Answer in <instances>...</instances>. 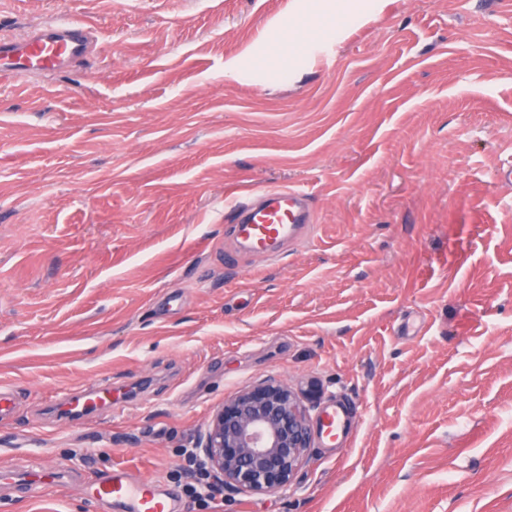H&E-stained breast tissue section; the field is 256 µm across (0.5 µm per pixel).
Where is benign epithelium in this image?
I'll return each mask as SVG.
<instances>
[{"instance_id": "obj_1", "label": "benign epithelium", "mask_w": 512, "mask_h": 512, "mask_svg": "<svg viewBox=\"0 0 512 512\" xmlns=\"http://www.w3.org/2000/svg\"><path fill=\"white\" fill-rule=\"evenodd\" d=\"M311 447L307 407L275 379L241 390L214 409L198 445L213 484L246 494L291 485Z\"/></svg>"}]
</instances>
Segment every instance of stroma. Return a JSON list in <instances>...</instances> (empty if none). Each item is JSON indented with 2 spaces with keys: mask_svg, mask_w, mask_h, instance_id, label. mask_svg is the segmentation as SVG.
<instances>
[{
  "mask_svg": "<svg viewBox=\"0 0 512 512\" xmlns=\"http://www.w3.org/2000/svg\"><path fill=\"white\" fill-rule=\"evenodd\" d=\"M0 0V35L88 20L96 48L0 80V512H109L121 465L178 512H512V0ZM234 73H227L228 62ZM306 190L316 223L270 261L224 198ZM237 251L238 262L226 263ZM278 379L354 408L265 495L184 492L213 409ZM124 403L69 421L88 384Z\"/></svg>",
  "mask_w": 512,
  "mask_h": 512,
  "instance_id": "stroma-1",
  "label": "stroma"
}]
</instances>
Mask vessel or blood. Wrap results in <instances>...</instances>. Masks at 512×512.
<instances>
[{
    "mask_svg": "<svg viewBox=\"0 0 512 512\" xmlns=\"http://www.w3.org/2000/svg\"><path fill=\"white\" fill-rule=\"evenodd\" d=\"M94 41L92 26L77 20H48L22 36L1 38L0 78L60 71L86 59ZM313 222L311 196L306 191L253 188L242 193L234 206L231 233L248 252L273 257L284 243L301 240ZM121 398L111 383L98 382L67 395L59 410L63 417L77 420L91 415L98 406L114 404ZM349 428L343 406L324 408L319 418L322 446L338 447ZM85 490L96 501L109 503L112 512H172L169 496L157 493L152 483L133 478L123 467L90 479Z\"/></svg>",
    "mask_w": 512,
    "mask_h": 512,
    "instance_id": "vessel-or-blood-1",
    "label": "vessel or blood"
}]
</instances>
